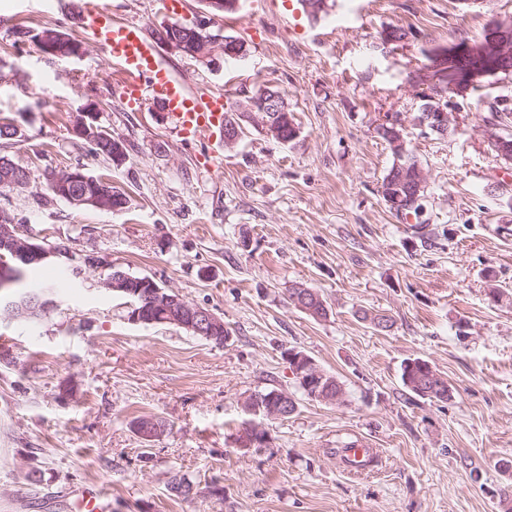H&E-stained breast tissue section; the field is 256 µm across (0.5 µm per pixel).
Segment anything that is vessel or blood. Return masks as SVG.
I'll use <instances>...</instances> for the list:
<instances>
[{"mask_svg":"<svg viewBox=\"0 0 512 512\" xmlns=\"http://www.w3.org/2000/svg\"><path fill=\"white\" fill-rule=\"evenodd\" d=\"M81 28L122 74L124 96L129 104L147 98L165 103L171 118V134L187 145L207 142L211 167H222L224 155L215 130L223 126L229 105L223 94L190 87L163 62L157 46L140 25L113 19L106 0L86 10ZM72 510L111 512L112 501L104 487L90 485L76 497Z\"/></svg>","mask_w":512,"mask_h":512,"instance_id":"1","label":"vessel or blood"}]
</instances>
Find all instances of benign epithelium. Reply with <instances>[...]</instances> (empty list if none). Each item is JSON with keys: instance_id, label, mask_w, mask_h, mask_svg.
I'll return each mask as SVG.
<instances>
[{"instance_id": "obj_1", "label": "benign epithelium", "mask_w": 512, "mask_h": 512, "mask_svg": "<svg viewBox=\"0 0 512 512\" xmlns=\"http://www.w3.org/2000/svg\"><path fill=\"white\" fill-rule=\"evenodd\" d=\"M206 6L207 10L193 24L197 38L192 53L197 61L212 66L217 63V55L224 53V39L212 32L216 17L224 12V0H207ZM430 56L433 59L431 68L419 72L415 76V82L429 91V97L434 102V106L419 120V125L434 132H445L453 123L452 113L448 112V103L444 102L446 93L464 97L473 87L481 84V80L485 77L512 69V24L496 21L490 25L482 39L473 43L463 42L448 48L436 49L430 53ZM266 112L267 109L264 106L257 108L251 102L241 104L238 112L239 120L224 127L225 146L232 147L238 142L245 121L261 128H268L270 123L266 118ZM378 129L387 132L392 148L405 151L407 144L405 125L401 120L386 119L379 124ZM101 130L102 127L96 125L95 116L89 111L80 115L77 124L74 125L75 133L82 139H91ZM486 133L497 144L499 156L506 161L511 160L512 143L491 129L486 130ZM424 190H426V176L422 172L417 179V185L405 191L407 198L404 201L389 198L387 203L394 210L402 211L412 208L423 199L420 192ZM6 252L10 253L16 261L23 263L54 258L63 259L70 264L77 261L73 253H66L45 243L21 224L0 225V259L7 260L4 256ZM152 299L153 306L164 308V315L172 324L197 333L213 334L224 329V320L208 308L190 303L181 297L170 304L160 290L152 294ZM293 300L296 307L311 314L314 311L311 303L321 302V297L310 289L294 296ZM54 305L55 302L52 300L36 302L26 296L16 297L8 294L0 296V308L10 317L44 315ZM291 358L301 364V368L296 370V373L307 386L314 389L313 395L317 399L333 403L340 402L341 394L339 393L329 397L321 393L326 374L317 367L311 357L294 350ZM288 410V394L278 392L266 410V416L271 419H281L288 415Z\"/></svg>"}]
</instances>
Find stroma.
Instances as JSON below:
<instances>
[{"mask_svg":"<svg viewBox=\"0 0 512 512\" xmlns=\"http://www.w3.org/2000/svg\"><path fill=\"white\" fill-rule=\"evenodd\" d=\"M97 0H0V117L23 142L0 156L36 179L82 166L105 175L122 211L0 197V210L46 243L95 253L151 276L211 309L230 332L216 345L173 325L129 321L125 299L100 289L103 270L63 286L60 263L32 276L56 301L35 321L0 319V512H72L81 488H108L112 512H512V162L483 129L485 101L512 99L491 77L452 97L455 128L417 126L413 79L437 47L481 38L512 19V0H328L312 19L301 0H239L215 25L244 42L245 59L210 67L164 51L193 87L243 99L259 87L286 95L299 137L274 142L253 125L224 166L203 144L170 136L150 100L129 110L102 51L79 25ZM119 22L168 21L159 0H112ZM60 25L82 40L79 59L13 46L16 27ZM388 27L407 31L381 46ZM124 140L119 165L76 137L83 108ZM400 117L427 175L419 215L381 195L393 162L376 127ZM301 285L328 308L315 319L288 298ZM384 314L378 331L360 312ZM342 382L343 404L301 395L288 349ZM420 357L452 390L444 402L407 391L401 364ZM295 395L285 420L254 416L250 396ZM162 421L142 439L134 422ZM264 447H241L246 425ZM359 440L375 465L354 474L336 448ZM197 493L172 494L173 474Z\"/></svg>","mask_w":512,"mask_h":512,"instance_id":"stroma-1","label":"stroma"}]
</instances>
